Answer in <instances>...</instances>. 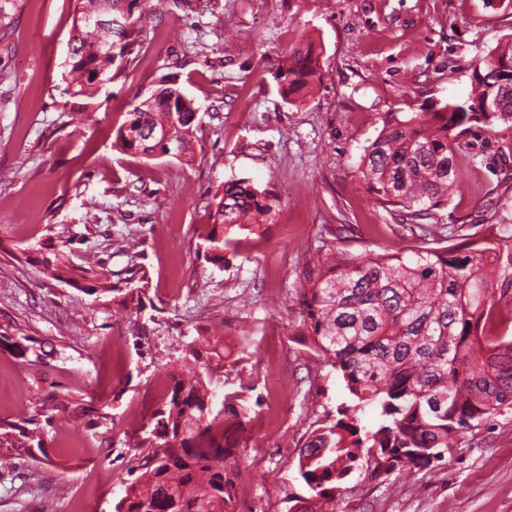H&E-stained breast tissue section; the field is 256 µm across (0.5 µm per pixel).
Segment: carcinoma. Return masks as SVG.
<instances>
[{
	"instance_id": "obj_1",
	"label": "carcinoma",
	"mask_w": 512,
	"mask_h": 512,
	"mask_svg": "<svg viewBox=\"0 0 512 512\" xmlns=\"http://www.w3.org/2000/svg\"><path fill=\"white\" fill-rule=\"evenodd\" d=\"M140 0H76L66 68L74 94L92 97L112 80V66L126 55L143 15ZM112 5V25L89 21ZM319 79L313 46L295 48L281 74L283 99L299 96ZM474 85L464 101L450 100L408 115L388 113L364 152L363 176L379 202L402 219L429 220L448 204L462 164L471 161L459 137L475 125L512 123V49L494 48L472 63ZM491 111H485V107ZM194 101L176 84L133 105L112 147L141 155L190 149ZM173 131L171 148L152 132ZM213 223L199 235L206 260L224 265L232 235L260 225L271 207L268 194L246 178L229 180L214 195ZM445 227L427 224L422 242L394 252L338 249L319 254L299 282L301 318L295 335L341 373L350 401L336 420L314 429L298 455V474L310 495L302 512H327L356 473L387 481L444 460L456 439L512 411V246L473 241L466 248L443 243ZM53 279L88 295L121 297L141 305L148 276L137 256L125 276L111 281L105 262L74 266L65 257L46 263ZM202 354L193 339L183 344L181 372L153 428L140 447L148 449L140 474L114 512H230L238 498L237 454L224 447L229 420L241 423L232 403L214 410L217 372L224 368V337L213 336ZM53 408L89 417L95 425L109 414L78 403L66 393ZM367 406L378 423L361 425ZM35 416L0 422L1 448L42 447Z\"/></svg>"
}]
</instances>
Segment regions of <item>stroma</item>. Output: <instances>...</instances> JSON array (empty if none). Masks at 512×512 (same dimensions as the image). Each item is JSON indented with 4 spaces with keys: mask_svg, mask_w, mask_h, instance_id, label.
<instances>
[{
    "mask_svg": "<svg viewBox=\"0 0 512 512\" xmlns=\"http://www.w3.org/2000/svg\"><path fill=\"white\" fill-rule=\"evenodd\" d=\"M137 43L88 98L67 92L72 0H22L0 32V421L41 413V448H0V512H114L145 454L142 394L170 384L182 336L212 332L233 352L214 403L246 412L234 512H288L307 487L298 453L312 423L348 399L341 376L296 336L298 282L318 250L377 252L416 241L369 190L365 148L390 112L467 98L469 64L512 43V0H141ZM314 42L320 79L295 103L279 72ZM176 80L199 108L189 158L113 148L132 103ZM472 162L434 221L452 241L497 240L512 221V124L463 137ZM246 178L271 212L208 263L197 235L220 184ZM71 261L126 268L138 248L141 311L43 271ZM67 393L102 406L93 427L53 409ZM336 512H512V413L455 442L446 461L381 484L356 474Z\"/></svg>",
    "mask_w": 512,
    "mask_h": 512,
    "instance_id": "stroma-1",
    "label": "stroma"
}]
</instances>
